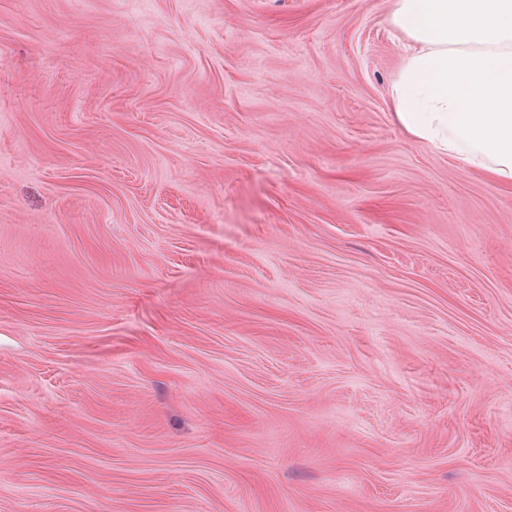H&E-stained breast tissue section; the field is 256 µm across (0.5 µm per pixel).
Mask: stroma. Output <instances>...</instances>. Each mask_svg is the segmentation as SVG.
Wrapping results in <instances>:
<instances>
[{
  "label": "stroma",
  "instance_id": "obj_1",
  "mask_svg": "<svg viewBox=\"0 0 512 512\" xmlns=\"http://www.w3.org/2000/svg\"><path fill=\"white\" fill-rule=\"evenodd\" d=\"M393 9L0 0V512H512V186Z\"/></svg>",
  "mask_w": 512,
  "mask_h": 512
}]
</instances>
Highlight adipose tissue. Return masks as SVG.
I'll return each mask as SVG.
<instances>
[{
  "label": "adipose tissue",
  "instance_id": "1",
  "mask_svg": "<svg viewBox=\"0 0 512 512\" xmlns=\"http://www.w3.org/2000/svg\"><path fill=\"white\" fill-rule=\"evenodd\" d=\"M413 43L389 88L415 141L512 185V0H395Z\"/></svg>",
  "mask_w": 512,
  "mask_h": 512
}]
</instances>
